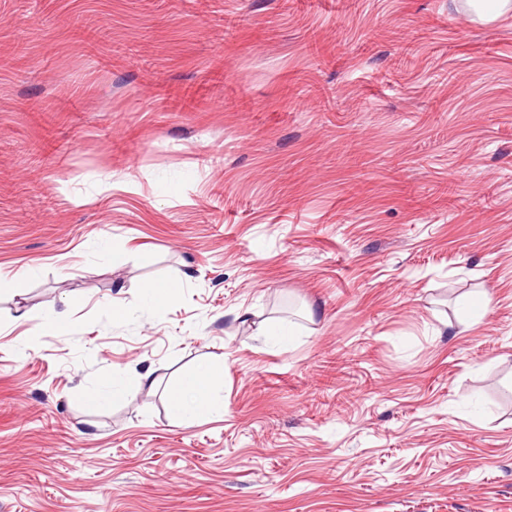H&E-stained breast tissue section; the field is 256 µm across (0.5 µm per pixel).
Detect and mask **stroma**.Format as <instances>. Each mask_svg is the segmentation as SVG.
Segmentation results:
<instances>
[{
    "label": "stroma",
    "mask_w": 512,
    "mask_h": 512,
    "mask_svg": "<svg viewBox=\"0 0 512 512\" xmlns=\"http://www.w3.org/2000/svg\"><path fill=\"white\" fill-rule=\"evenodd\" d=\"M0 278V512H512V7L0 0ZM224 365L220 361L208 364L199 374L192 375L176 386L173 393L168 395L169 410L173 418L182 420L186 413L198 414L200 410L214 413L210 401V391L207 386L222 377ZM188 393H198L201 396L195 408H190L185 401Z\"/></svg>",
    "instance_id": "obj_1"
}]
</instances>
